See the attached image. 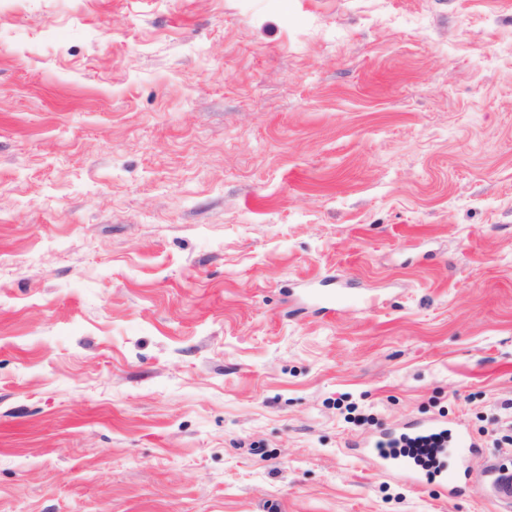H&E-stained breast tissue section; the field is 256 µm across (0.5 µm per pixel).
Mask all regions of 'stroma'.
Segmentation results:
<instances>
[{
  "mask_svg": "<svg viewBox=\"0 0 512 512\" xmlns=\"http://www.w3.org/2000/svg\"><path fill=\"white\" fill-rule=\"evenodd\" d=\"M507 402L512 0H0V512H497L356 447ZM374 444H363L360 448H364L360 451L361 455L370 458L380 469L397 470L403 471L410 476L411 484L413 486H420L424 483L422 477L413 471L410 464L402 459L399 455L395 454H383L376 448ZM369 448H376L375 450Z\"/></svg>",
  "mask_w": 512,
  "mask_h": 512,
  "instance_id": "stroma-1",
  "label": "stroma"
}]
</instances>
